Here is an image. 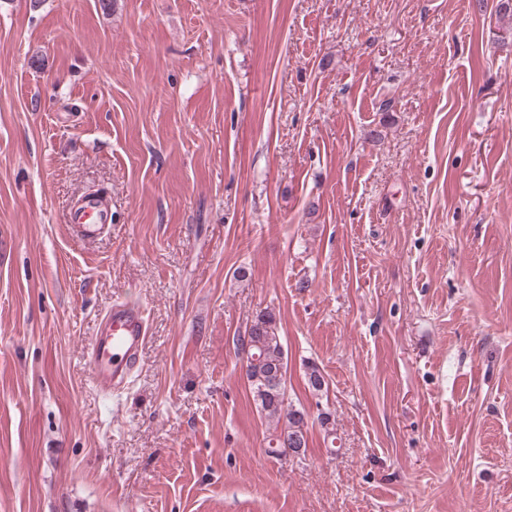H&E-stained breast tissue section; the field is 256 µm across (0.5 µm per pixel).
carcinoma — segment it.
Returning a JSON list of instances; mask_svg holds the SVG:
<instances>
[{
  "mask_svg": "<svg viewBox=\"0 0 512 512\" xmlns=\"http://www.w3.org/2000/svg\"><path fill=\"white\" fill-rule=\"evenodd\" d=\"M237 349L248 352L247 365L251 369L248 381L258 408L271 418L285 417L284 427L271 435L267 453L280 455L286 446H304L307 443L305 415L298 409H284L286 388H277L272 372L287 373V358L278 334L274 316L263 313L251 324L250 340L236 339Z\"/></svg>",
  "mask_w": 512,
  "mask_h": 512,
  "instance_id": "obj_1",
  "label": "carcinoma"
}]
</instances>
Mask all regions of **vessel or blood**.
Listing matches in <instances>:
<instances>
[{
	"label": "vessel or blood",
	"instance_id": "obj_1",
	"mask_svg": "<svg viewBox=\"0 0 512 512\" xmlns=\"http://www.w3.org/2000/svg\"><path fill=\"white\" fill-rule=\"evenodd\" d=\"M111 221V212L92 195L82 197L68 217L69 224L88 238ZM147 338L143 306L129 300L114 301L101 316L85 351L94 383L101 392L112 393L128 387L132 373L141 364Z\"/></svg>",
	"mask_w": 512,
	"mask_h": 512
}]
</instances>
